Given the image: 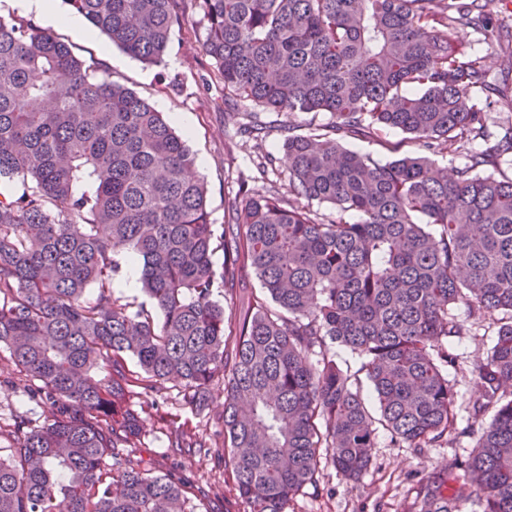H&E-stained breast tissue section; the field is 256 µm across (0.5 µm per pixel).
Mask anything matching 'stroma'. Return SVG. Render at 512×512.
<instances>
[{
  "mask_svg": "<svg viewBox=\"0 0 512 512\" xmlns=\"http://www.w3.org/2000/svg\"><path fill=\"white\" fill-rule=\"evenodd\" d=\"M489 12L490 21L484 30L459 27L450 30L449 35L468 52L482 57L488 81L500 90L491 99L476 101L493 128L512 118V37L506 33L507 28H512V0H492ZM0 16L31 22L43 30L52 29L61 40L71 44L75 55L90 63H101L113 81L133 89L163 112L196 158L194 172L205 180L209 219L216 230L226 227L229 206L244 205L240 183L259 192L274 190L285 202L295 203L282 150V130L291 125L302 134L308 126L329 125L332 118L326 112L275 113L261 146L244 140L237 128L247 121L254 106L226 95L223 83L216 77L213 60L202 50L206 36L203 0H184L181 24L176 27L165 62L159 67L131 58L117 46L109 45L103 34L88 40L72 29L49 27L40 16L13 10L8 0H0ZM343 144L382 163L423 152L415 140L397 129L384 130L377 140L347 138ZM263 151L276 159L273 171L264 175L255 162L256 155ZM496 330L493 321H485L448 348L457 357L455 365L448 369L457 390V429L449 435L447 445L397 447L392 445L386 430H378L371 450L372 464L360 481L348 480L331 464H322L317 486L298 492L289 512H412L416 492L427 476L465 457L477 442L478 426L470 416V408L478 397L474 367L485 356ZM8 357L6 344L0 342V424H6L11 414L21 411L27 413L30 426H39L45 407L33 398L30 387L24 385ZM180 391L179 383L163 384L154 393L156 408L141 411L145 437L138 458L145 467L173 474L191 485V502L196 505V512H208L214 504L221 512H248L224 470V429L219 421L222 392L214 391L207 406L195 411L182 404ZM167 419L185 425L202 440L204 450L173 447L170 432L163 427Z\"/></svg>",
  "mask_w": 512,
  "mask_h": 512,
  "instance_id": "1",
  "label": "stroma"
}]
</instances>
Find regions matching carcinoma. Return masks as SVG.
Wrapping results in <instances>:
<instances>
[{
	"label": "carcinoma",
	"instance_id": "obj_1",
	"mask_svg": "<svg viewBox=\"0 0 512 512\" xmlns=\"http://www.w3.org/2000/svg\"><path fill=\"white\" fill-rule=\"evenodd\" d=\"M66 2L152 66L181 20L182 0ZM491 2L204 0L202 48L224 88L332 117L283 150L296 197L335 213L248 188L229 220L244 231L229 238L162 113L54 33L0 17V342L46 405L44 424L15 421L0 448V512H192L182 481L135 459L129 380L98 377L127 356L147 386L180 382L191 409L222 384L224 469L250 512H288L324 458L360 479L380 426L399 447L448 444V339L489 317L478 442L427 478L415 512H466L474 496L481 512H512V177L484 174L512 155V124L470 148L487 138L472 96L499 90L448 36L485 27ZM385 128L429 150L451 138L465 163L450 178L425 156L381 164L341 144ZM264 130L239 126L255 142ZM120 253L140 261L154 310L112 297ZM251 274L261 292L238 308ZM333 344L362 357L379 416Z\"/></svg>",
	"mask_w": 512,
	"mask_h": 512
}]
</instances>
